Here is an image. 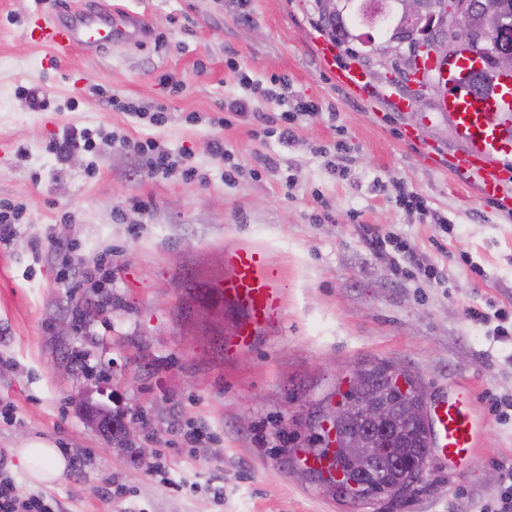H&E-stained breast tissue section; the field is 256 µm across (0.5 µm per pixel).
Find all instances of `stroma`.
<instances>
[{
  "label": "stroma",
  "instance_id": "35a3bbf8",
  "mask_svg": "<svg viewBox=\"0 0 512 512\" xmlns=\"http://www.w3.org/2000/svg\"><path fill=\"white\" fill-rule=\"evenodd\" d=\"M112 2L145 15L150 42L76 51L47 68V49L26 36L42 4L0 0V200L22 210L0 240V451L14 482L65 512H478L495 501L512 468V417L486 398L512 396V337L497 340L468 311H512V211L449 172L462 144L439 114V89L402 83L385 62L398 0L372 24L363 0L338 2L350 38L337 61L365 71L372 112L324 67L316 0H252L245 13L238 0ZM238 67L270 89L288 78L317 115L298 118L290 140L264 137L277 108L257 96L249 121L218 126L225 101L246 95ZM166 74L179 87L161 83ZM31 85L51 110L28 108L19 89ZM396 95L408 111L395 110ZM114 97L131 110H113ZM160 104L165 120L151 124L145 114ZM410 128L434 161L407 142ZM86 130L93 151L59 163L51 143ZM148 139L175 168L149 169L136 150ZM398 184L447 229L400 205ZM373 227L405 240L436 278L415 264L394 273L370 245ZM241 244L268 253L282 304L278 325L231 355L224 343L241 315L220 285L225 251ZM371 363L405 367L431 405L471 399L482 430L463 459L434 452L411 495L350 505L291 450L309 447L347 372ZM84 388L136 420V446L152 448L167 477L147 475L88 423ZM33 441L76 467L33 481L19 454Z\"/></svg>",
  "mask_w": 512,
  "mask_h": 512
}]
</instances>
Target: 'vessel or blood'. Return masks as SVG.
Masks as SVG:
<instances>
[{"label": "vessel or blood", "mask_w": 512, "mask_h": 512, "mask_svg": "<svg viewBox=\"0 0 512 512\" xmlns=\"http://www.w3.org/2000/svg\"><path fill=\"white\" fill-rule=\"evenodd\" d=\"M27 36L49 48V59L55 64L77 48L91 54L107 43L145 41L149 27L144 16L108 6L96 13L71 7L51 16L33 14ZM454 76L451 99L458 109L449 113L448 120L465 147L449 158L448 167L458 180L474 185L481 198L493 201L500 209L512 210V96L501 91L489 97L475 94L467 69H456ZM336 82L355 96L365 94L366 74L356 65L339 69ZM225 263L230 275L224 282V293L249 312L248 321L228 343L235 351L249 347L275 320L281 289L264 249L232 248L225 255ZM436 419L437 438L445 456L460 458L477 447L479 426L471 407L459 403L438 406Z\"/></svg>", "instance_id": "b4317fda"}]
</instances>
